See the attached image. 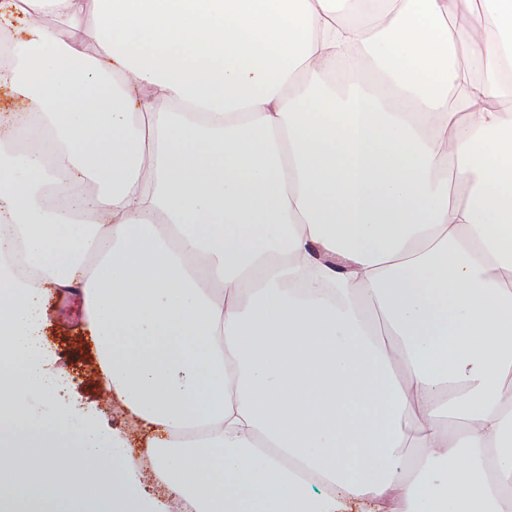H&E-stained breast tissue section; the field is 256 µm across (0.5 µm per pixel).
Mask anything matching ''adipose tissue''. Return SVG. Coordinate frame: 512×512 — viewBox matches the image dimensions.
<instances>
[{"mask_svg": "<svg viewBox=\"0 0 512 512\" xmlns=\"http://www.w3.org/2000/svg\"><path fill=\"white\" fill-rule=\"evenodd\" d=\"M0 33L47 133L0 117V512H149L32 414L52 288L184 512H512V0H0Z\"/></svg>", "mask_w": 512, "mask_h": 512, "instance_id": "obj_1", "label": "adipose tissue"}]
</instances>
